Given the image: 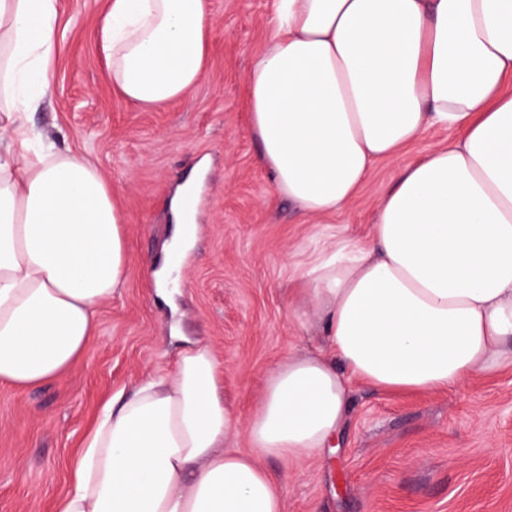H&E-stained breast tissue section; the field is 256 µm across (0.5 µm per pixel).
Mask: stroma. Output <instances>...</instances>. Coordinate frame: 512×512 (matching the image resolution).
<instances>
[{
    "label": "stroma",
    "mask_w": 512,
    "mask_h": 512,
    "mask_svg": "<svg viewBox=\"0 0 512 512\" xmlns=\"http://www.w3.org/2000/svg\"><path fill=\"white\" fill-rule=\"evenodd\" d=\"M108 0H59L51 86L28 126L97 165L123 215L129 274L97 309L82 358L33 388L0 384V512H55L71 463L102 404L152 375L171 374L206 345L247 445L263 379L289 355L324 346L303 278L347 238L367 242L382 195L405 163L454 138L432 128L380 161L342 210L318 217L276 195L259 158L244 84L264 49L274 0H209L213 29L202 81L183 98L137 108L116 95L97 49ZM194 186L188 250L171 249L172 201ZM176 263L162 299L155 273ZM259 464L285 488L284 512H512V366L456 389L409 395L355 381L334 457L287 471Z\"/></svg>",
    "instance_id": "35a3bbf8"
}]
</instances>
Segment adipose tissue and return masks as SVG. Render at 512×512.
I'll return each instance as SVG.
<instances>
[{
    "label": "adipose tissue",
    "instance_id": "1",
    "mask_svg": "<svg viewBox=\"0 0 512 512\" xmlns=\"http://www.w3.org/2000/svg\"><path fill=\"white\" fill-rule=\"evenodd\" d=\"M58 12L0 0V381L18 388L73 365L127 275L111 186L22 121L50 87ZM212 27L206 0H108L98 50L127 102L157 105L200 83ZM246 89L275 191L309 216L429 128L460 138L402 169L369 244L307 270L331 352L267 375L247 448L224 445L235 422L198 346L103 406L56 512H284L259 458L329 448L351 381L430 393L512 366V0H274Z\"/></svg>",
    "mask_w": 512,
    "mask_h": 512
}]
</instances>
